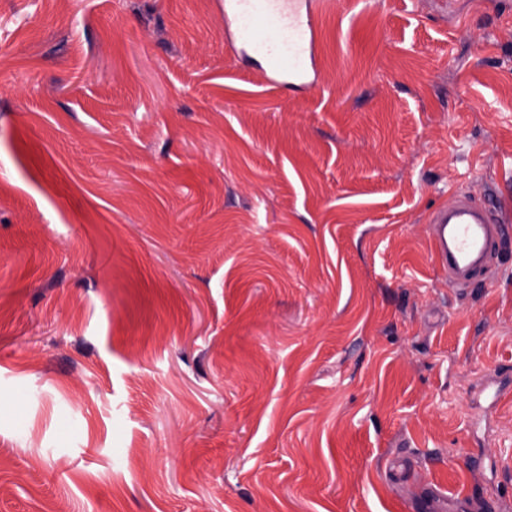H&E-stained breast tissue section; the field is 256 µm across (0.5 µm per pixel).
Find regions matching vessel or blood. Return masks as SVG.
I'll use <instances>...</instances> for the list:
<instances>
[{
    "mask_svg": "<svg viewBox=\"0 0 512 512\" xmlns=\"http://www.w3.org/2000/svg\"><path fill=\"white\" fill-rule=\"evenodd\" d=\"M312 0H224V26L239 55L260 63L276 87L308 84L316 69L319 31ZM431 251L452 286L486 272V259L503 231L498 213L457 194L452 207L436 210Z\"/></svg>",
    "mask_w": 512,
    "mask_h": 512,
    "instance_id": "b4317fda",
    "label": "vessel or blood"
}]
</instances>
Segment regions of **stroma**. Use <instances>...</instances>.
<instances>
[{
	"label": "stroma",
	"mask_w": 512,
	"mask_h": 512,
	"mask_svg": "<svg viewBox=\"0 0 512 512\" xmlns=\"http://www.w3.org/2000/svg\"><path fill=\"white\" fill-rule=\"evenodd\" d=\"M317 22L291 90L224 0H0V512H512V0ZM431 224L436 228L432 255L449 285H469L486 273V259L503 231L499 212L459 193L451 208L433 213Z\"/></svg>",
	"instance_id": "35a3bbf8"
}]
</instances>
